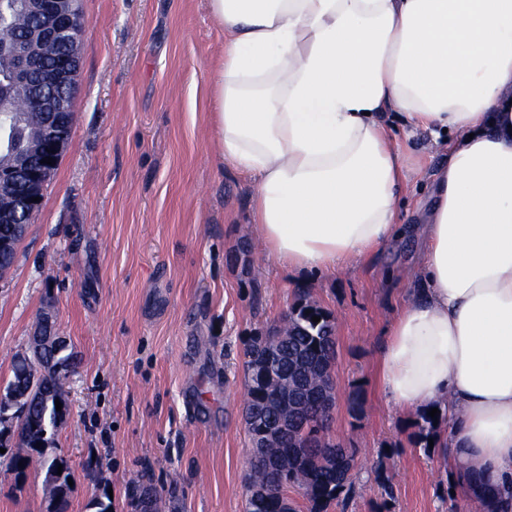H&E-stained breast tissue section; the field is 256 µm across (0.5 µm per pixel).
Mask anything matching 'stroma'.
Masks as SVG:
<instances>
[{
	"label": "stroma",
	"instance_id": "obj_1",
	"mask_svg": "<svg viewBox=\"0 0 512 512\" xmlns=\"http://www.w3.org/2000/svg\"><path fill=\"white\" fill-rule=\"evenodd\" d=\"M209 4L80 0L72 141L0 277V385L52 313L74 355L70 412L45 450L70 465L68 512H88L104 490L112 512H131L144 474L170 496L169 512H245V348L303 293L335 317L329 434L356 451L354 494L328 512H478L465 487L448 498L440 450L417 443L379 387L385 331L417 288L406 275L416 241L330 276L265 259L251 226L253 181L215 146L210 73L224 36ZM382 122L410 169L401 213L414 224L447 150L396 113ZM45 477L36 463L19 477L0 471V512H46Z\"/></svg>",
	"mask_w": 512,
	"mask_h": 512
}]
</instances>
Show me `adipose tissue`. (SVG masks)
<instances>
[{
    "label": "adipose tissue",
    "instance_id": "ef3b65f1",
    "mask_svg": "<svg viewBox=\"0 0 512 512\" xmlns=\"http://www.w3.org/2000/svg\"><path fill=\"white\" fill-rule=\"evenodd\" d=\"M211 121L254 179L266 258L332 275L400 235L406 171L379 114L453 139L413 231L416 297L381 390L440 404L449 472L512 494V0H210Z\"/></svg>",
    "mask_w": 512,
    "mask_h": 512
}]
</instances>
